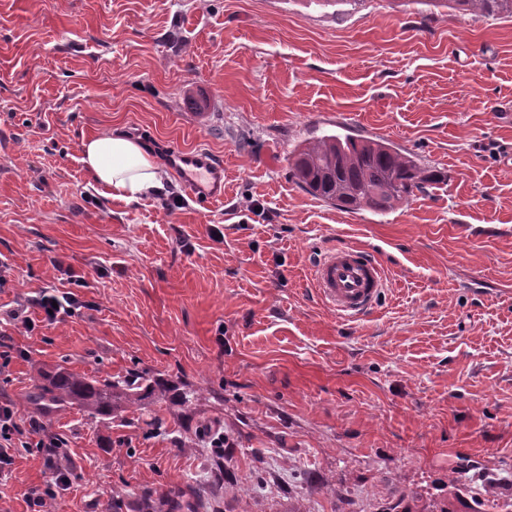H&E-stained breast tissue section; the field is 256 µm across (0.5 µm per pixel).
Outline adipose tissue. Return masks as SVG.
<instances>
[{
    "mask_svg": "<svg viewBox=\"0 0 512 512\" xmlns=\"http://www.w3.org/2000/svg\"><path fill=\"white\" fill-rule=\"evenodd\" d=\"M80 162L103 194L124 203L159 194L167 179L146 144L114 130L84 141Z\"/></svg>",
    "mask_w": 512,
    "mask_h": 512,
    "instance_id": "obj_1",
    "label": "adipose tissue"
}]
</instances>
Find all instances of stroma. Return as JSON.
I'll return each instance as SVG.
<instances>
[{
    "label": "stroma",
    "instance_id": "1",
    "mask_svg": "<svg viewBox=\"0 0 512 512\" xmlns=\"http://www.w3.org/2000/svg\"><path fill=\"white\" fill-rule=\"evenodd\" d=\"M224 161V198L177 176L125 204L81 162L108 128ZM326 134L386 139L437 178L386 215L306 193L289 165ZM184 205L169 207L172 198ZM219 226L222 240L210 229ZM368 251L389 284L372 314L327 309L309 270ZM0 401L37 369L165 394L102 425L70 409L57 512H137L176 489L196 512H500L512 499V18L416 0H0ZM85 303L26 330L42 289ZM206 398L183 407V385ZM229 447L216 456L213 438ZM467 463L457 486L448 477ZM51 472L20 452L0 512Z\"/></svg>",
    "mask_w": 512,
    "mask_h": 512
}]
</instances>
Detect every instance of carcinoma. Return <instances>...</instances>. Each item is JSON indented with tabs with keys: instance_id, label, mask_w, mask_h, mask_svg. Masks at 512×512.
I'll return each instance as SVG.
<instances>
[{
	"instance_id": "obj_1",
	"label": "carcinoma",
	"mask_w": 512,
	"mask_h": 512,
	"mask_svg": "<svg viewBox=\"0 0 512 512\" xmlns=\"http://www.w3.org/2000/svg\"><path fill=\"white\" fill-rule=\"evenodd\" d=\"M440 1L459 14L484 18L512 17V0H422L426 5ZM291 170L309 194L350 212L367 210L385 215L413 197L426 192L434 175L420 167L416 158L384 140L325 135L294 151ZM45 383L30 400L47 413L77 407L100 423L112 419L122 406H140L167 384L147 372L124 379H104L71 372L65 368L40 371ZM169 503V512L181 505L172 490L141 497L145 512L153 500Z\"/></svg>"
}]
</instances>
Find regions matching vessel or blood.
Instances as JSON below:
<instances>
[{
    "instance_id": "1",
    "label": "vessel or blood",
    "mask_w": 512,
    "mask_h": 512,
    "mask_svg": "<svg viewBox=\"0 0 512 512\" xmlns=\"http://www.w3.org/2000/svg\"><path fill=\"white\" fill-rule=\"evenodd\" d=\"M170 162L193 195L210 203L224 197V164L206 151L175 150ZM322 303L340 317L358 319L375 307L387 282L378 260L353 246H332L311 266Z\"/></svg>"
}]
</instances>
